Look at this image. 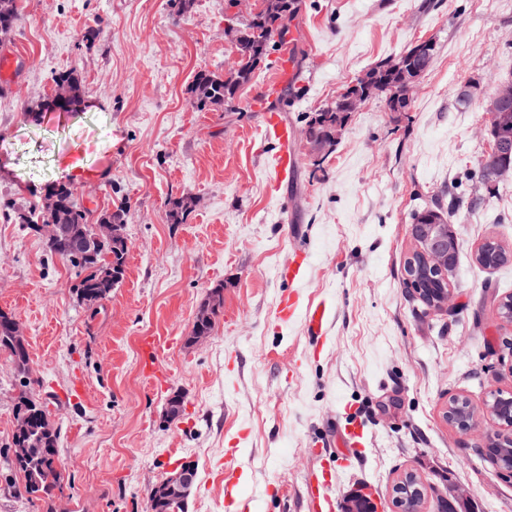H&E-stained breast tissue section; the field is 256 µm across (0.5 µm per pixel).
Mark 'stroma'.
<instances>
[{
    "instance_id": "obj_1",
    "label": "stroma",
    "mask_w": 512,
    "mask_h": 512,
    "mask_svg": "<svg viewBox=\"0 0 512 512\" xmlns=\"http://www.w3.org/2000/svg\"><path fill=\"white\" fill-rule=\"evenodd\" d=\"M299 4L290 36L300 81L283 86L277 107L298 165L278 186L279 145L251 109L276 55L218 110L197 111L190 92L197 71L232 68L224 26L248 19V0H193L179 17L169 0H21V23L0 42V57L15 59L0 91V205L63 182L94 211L130 206L124 280L92 307L42 236L0 215V310L26 329L30 389L60 431L54 512H146L151 486L181 463L197 469L188 512H234L242 500L253 512H309L308 473L335 458L337 428L357 425L362 446L332 487L340 501L362 486L376 512H390L395 480L413 471L455 512H512V478L486 457L485 433L442 417L451 396L480 407L489 392H512V326L495 304L512 295V263L475 260L489 236L512 250V183L475 177L492 149L482 101L512 76V0ZM97 18L105 25L90 45ZM424 38L436 56L407 111L379 98L348 113L330 152L307 139L314 113ZM70 69L85 95L65 112L53 79ZM468 84L474 95L459 104ZM74 161L81 177L67 171ZM475 193L481 204L467 205ZM185 195L189 215L169 223L168 200ZM455 198L454 311H427L403 284L412 214ZM299 252L309 265L292 281L284 271ZM216 288L224 306L210 337L187 345ZM288 296L299 313L283 321ZM319 305L327 319L315 338L303 313ZM149 336L169 341L154 375ZM19 390L0 353V512H45L14 494L20 476L6 464ZM175 391L185 411L168 422Z\"/></svg>"
}]
</instances>
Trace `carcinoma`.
Instances as JSON below:
<instances>
[{"label": "carcinoma", "instance_id": "cac0c4a2", "mask_svg": "<svg viewBox=\"0 0 512 512\" xmlns=\"http://www.w3.org/2000/svg\"><path fill=\"white\" fill-rule=\"evenodd\" d=\"M296 0H266V7L251 16L241 26V38L235 45L237 56L229 76L224 77L209 70L198 71L191 83L190 92L195 99L198 111H211L234 97L239 87L249 83L258 65L271 52L277 50L287 39L290 22L295 13ZM22 7L19 0H0V40L11 39L19 26ZM53 90L63 91L72 104L81 101L84 87L81 80L72 72H62L53 79ZM344 112L335 104L321 110L322 120H310L306 136L316 145H334L336 113ZM168 219L172 224L183 223L192 207V198L182 196L168 201ZM6 210L14 214L18 224L31 231H37L40 224H54L58 231L45 238V245L52 255L64 259L76 269L79 282L75 285L81 299L94 305L109 297L112 289L120 284L124 276L121 267L125 266L128 249L118 252L112 249V241L100 235L105 224L126 223L128 207L122 203L115 209H107L98 215L83 205L73 189L66 184H57L48 189L39 201L12 205ZM448 219L440 205H425L413 214V223L432 224ZM512 261V252L498 240L488 237L476 253V262L483 268H498ZM404 285L422 297L440 289L436 275L420 279H406ZM14 315L0 311V351L6 352L16 368L22 369L29 363L28 346L13 344L5 340L10 335ZM29 417L30 426L40 432L46 431L35 444L33 459L17 466L24 476L25 495L52 501L54 490L63 481V472L46 469L31 473L51 458L59 457V430L51 420L49 412L42 404L21 399L15 410V417Z\"/></svg>", "mask_w": 512, "mask_h": 512}]
</instances>
